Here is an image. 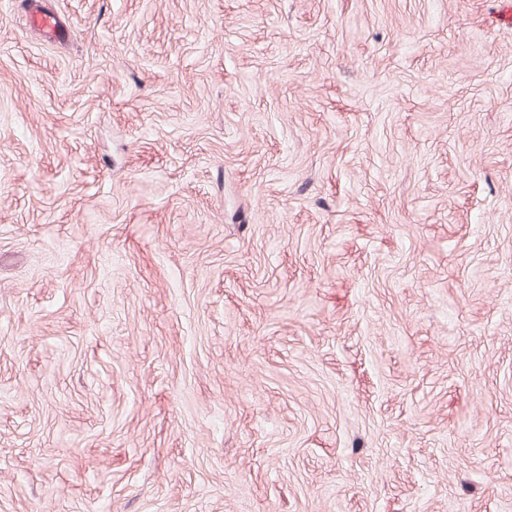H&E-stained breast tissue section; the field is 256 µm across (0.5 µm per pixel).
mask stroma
<instances>
[{
    "mask_svg": "<svg viewBox=\"0 0 512 512\" xmlns=\"http://www.w3.org/2000/svg\"><path fill=\"white\" fill-rule=\"evenodd\" d=\"M499 2L0 0V512H512Z\"/></svg>",
    "mask_w": 512,
    "mask_h": 512,
    "instance_id": "35a3bbf8",
    "label": "stroma"
}]
</instances>
